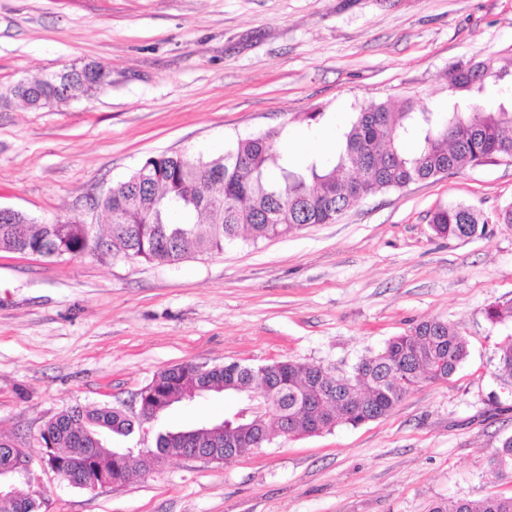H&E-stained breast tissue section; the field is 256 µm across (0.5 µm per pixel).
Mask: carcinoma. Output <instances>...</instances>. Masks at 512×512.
<instances>
[{
	"instance_id": "obj_1",
	"label": "carcinoma",
	"mask_w": 512,
	"mask_h": 512,
	"mask_svg": "<svg viewBox=\"0 0 512 512\" xmlns=\"http://www.w3.org/2000/svg\"><path fill=\"white\" fill-rule=\"evenodd\" d=\"M95 63L18 82L11 94L34 109L66 105L112 82L101 81ZM512 77V59L503 64L460 62L448 70V90L457 100L448 111L417 112L408 102L399 111L387 103L360 108L341 134L335 161L312 159L301 173L277 147L280 131L238 138L209 160L187 153L150 156L112 187L100 209L103 230L92 224L57 220L37 224L21 215L15 224L0 223V250L45 259L112 253L172 265L192 254L221 253L243 238L254 243L285 237L306 224H331L367 195L402 190L416 181L452 174L466 164L482 165L512 151V112L487 103L488 84ZM431 223L436 234L473 236L479 225L512 224V205L490 216L467 205L439 207ZM468 342L443 320L423 321L409 335L391 338L382 352L365 357L349 375L336 376L316 364L288 361L252 367L239 362L197 373L184 363L158 373L147 401L161 418L187 396L197 398L219 387L226 393L261 396L264 408L246 418L254 440L236 448H263L278 440L311 436L338 425H359L386 416L413 387L445 380L466 360ZM500 376L512 382V343L498 351ZM140 430L119 406L70 407L39 431L43 448L68 457L72 448L97 449L107 458L115 444ZM235 431L212 435L199 428H162L158 448H228ZM493 463L512 469V437ZM431 512H512V496H491L474 506L450 500Z\"/></svg>"
}]
</instances>
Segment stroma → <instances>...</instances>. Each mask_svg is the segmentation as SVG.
<instances>
[{"mask_svg":"<svg viewBox=\"0 0 512 512\" xmlns=\"http://www.w3.org/2000/svg\"><path fill=\"white\" fill-rule=\"evenodd\" d=\"M510 58L512 0H0V96L74 64L112 71L111 87L62 108L0 99V206L97 225L96 200L147 157L207 159L271 128L300 167L324 153L312 128L334 136L369 103L444 111L451 65ZM457 204H512V163L171 266L0 251V433L35 460L61 410L132 401L179 364L288 360L347 375L430 319L468 341L448 379L420 383L375 421L220 463L173 458L118 489L35 468L47 512H430L511 496L512 477L489 460L512 436V386L497 371L512 318L486 313L512 303V224L437 235L434 211ZM233 404H181L162 422L192 426Z\"/></svg>","mask_w":512,"mask_h":512,"instance_id":"stroma-1","label":"stroma"}]
</instances>
